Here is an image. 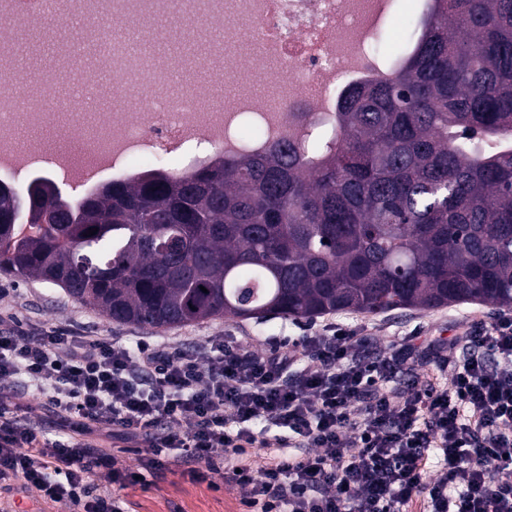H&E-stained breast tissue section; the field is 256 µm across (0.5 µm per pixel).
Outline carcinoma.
Returning <instances> with one entry per match:
<instances>
[{
  "label": "carcinoma",
  "mask_w": 512,
  "mask_h": 512,
  "mask_svg": "<svg viewBox=\"0 0 512 512\" xmlns=\"http://www.w3.org/2000/svg\"><path fill=\"white\" fill-rule=\"evenodd\" d=\"M426 27L304 157L219 156L76 205L0 184V275L150 327L512 307V0H435Z\"/></svg>",
  "instance_id": "carcinoma-1"
}]
</instances>
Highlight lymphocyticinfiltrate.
Returning <instances> with one entry per match:
<instances>
[{"mask_svg": "<svg viewBox=\"0 0 512 512\" xmlns=\"http://www.w3.org/2000/svg\"><path fill=\"white\" fill-rule=\"evenodd\" d=\"M432 362L453 365L447 384L425 373ZM0 382L21 403L0 406V484L82 512H124L136 483L104 435L143 469L223 475L245 512H402L418 497L426 512H512L511 314L387 354L328 324L257 351L18 323L0 328ZM254 421L281 433L266 438ZM256 448L271 451L258 468Z\"/></svg>", "mask_w": 512, "mask_h": 512, "instance_id": "f902f5d3", "label": "lymphocytic infiltrate"}]
</instances>
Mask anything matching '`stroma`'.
<instances>
[{
    "label": "stroma",
    "mask_w": 512,
    "mask_h": 512,
    "mask_svg": "<svg viewBox=\"0 0 512 512\" xmlns=\"http://www.w3.org/2000/svg\"><path fill=\"white\" fill-rule=\"evenodd\" d=\"M500 307L488 304L443 306L428 311L397 309L376 316L352 312L311 319L273 317L262 321L217 318L174 328L118 324L96 309L74 301L62 288L41 281L0 276V324L15 321L48 328L62 327L105 339H166L177 345L200 346L221 336L258 350L287 345L288 341L318 330L324 324L371 336L377 349L390 352L396 342L450 337L470 327L491 322ZM129 512H241L236 491L225 487L221 475L196 483L189 476L165 473L145 475L128 493Z\"/></svg>",
    "instance_id": "1"
}]
</instances>
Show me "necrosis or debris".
Segmentation results:
<instances>
[{
	"mask_svg": "<svg viewBox=\"0 0 512 512\" xmlns=\"http://www.w3.org/2000/svg\"><path fill=\"white\" fill-rule=\"evenodd\" d=\"M394 0H53L42 9L40 34L57 22L92 19L80 41L112 42L113 90L143 99L137 120L113 114L100 122L83 115L68 123L86 151L115 155L109 179L121 182L150 171L187 173L216 155L259 154L290 140L307 147L316 133L336 131V114L357 88L391 78L417 46L434 0H415L398 33L388 21ZM167 16L178 22L185 46L171 56L139 60L123 51L122 32ZM220 58L225 78L262 80L267 99L248 96L212 109L204 86L169 90L185 63L208 67Z\"/></svg>",
	"mask_w": 512,
	"mask_h": 512,
	"instance_id": "1",
	"label": "necrosis or debris"
}]
</instances>
